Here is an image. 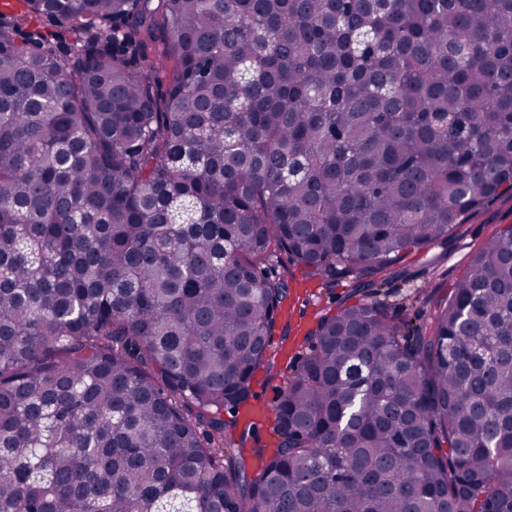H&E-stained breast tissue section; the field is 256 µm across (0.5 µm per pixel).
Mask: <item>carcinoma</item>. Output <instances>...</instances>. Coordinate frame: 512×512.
I'll list each match as a JSON object with an SVG mask.
<instances>
[{"label": "carcinoma", "instance_id": "obj_1", "mask_svg": "<svg viewBox=\"0 0 512 512\" xmlns=\"http://www.w3.org/2000/svg\"><path fill=\"white\" fill-rule=\"evenodd\" d=\"M510 191L512 0H4L0 512H512V225L425 327L321 317L224 447L273 253L377 288Z\"/></svg>", "mask_w": 512, "mask_h": 512}]
</instances>
